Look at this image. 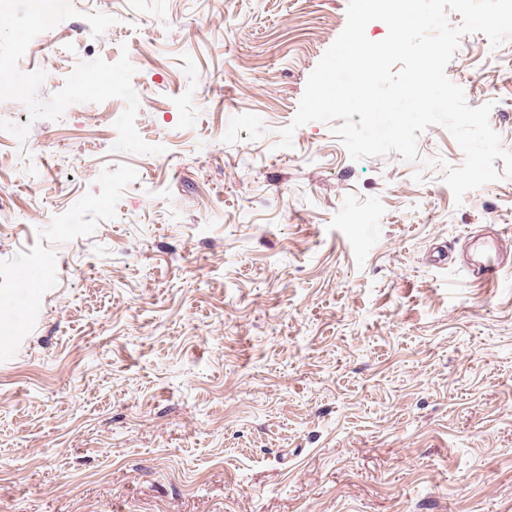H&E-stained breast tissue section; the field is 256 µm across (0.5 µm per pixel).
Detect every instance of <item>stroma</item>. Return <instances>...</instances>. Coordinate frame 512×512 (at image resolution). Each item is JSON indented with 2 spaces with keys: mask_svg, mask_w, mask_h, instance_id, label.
I'll use <instances>...</instances> for the list:
<instances>
[{
  "mask_svg": "<svg viewBox=\"0 0 512 512\" xmlns=\"http://www.w3.org/2000/svg\"><path fill=\"white\" fill-rule=\"evenodd\" d=\"M348 0H99L21 71L136 69L153 155L113 151V98L0 142V512H512V283L426 260L512 227V177L455 203L441 126L351 160L280 131ZM470 106L512 149V39L468 35Z\"/></svg>",
  "mask_w": 512,
  "mask_h": 512,
  "instance_id": "obj_1",
  "label": "stroma"
}]
</instances>
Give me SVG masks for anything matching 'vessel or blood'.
<instances>
[{"mask_svg":"<svg viewBox=\"0 0 512 512\" xmlns=\"http://www.w3.org/2000/svg\"><path fill=\"white\" fill-rule=\"evenodd\" d=\"M461 247L456 259H449L447 246L429 250L428 259L434 265L454 264L468 283L483 287L499 286L504 274L512 270V229L490 227L479 235L458 238Z\"/></svg>","mask_w":512,"mask_h":512,"instance_id":"1","label":"vessel or blood"}]
</instances>
